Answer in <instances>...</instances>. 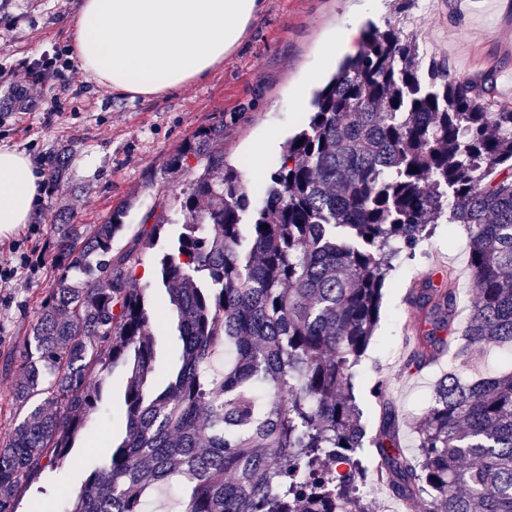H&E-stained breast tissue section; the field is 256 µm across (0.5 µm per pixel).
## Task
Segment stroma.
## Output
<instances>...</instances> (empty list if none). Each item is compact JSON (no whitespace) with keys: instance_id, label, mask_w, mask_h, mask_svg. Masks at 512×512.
Segmentation results:
<instances>
[{"instance_id":"obj_1","label":"stroma","mask_w":512,"mask_h":512,"mask_svg":"<svg viewBox=\"0 0 512 512\" xmlns=\"http://www.w3.org/2000/svg\"><path fill=\"white\" fill-rule=\"evenodd\" d=\"M77 5L78 0H0V67L67 45L65 21ZM355 22L416 32L421 55L446 62L453 76L476 78L492 70L500 84L512 77V0H417L413 10L401 15L391 0H377L371 11L363 9L361 0H263L259 16L223 65L159 97L116 95L80 71L74 85L59 77L47 84L44 94L58 96L59 112L50 116L32 107L11 115L6 88L0 86V146L24 151L34 161L68 159L65 189L44 193L38 219L24 229L35 248L32 267L19 269L9 286L0 288V438L16 421L10 400L14 363L55 276L53 215L64 211L75 223L89 226L124 205L125 222L134 231L155 195L163 192L167 214L176 218L191 175L168 170L165 163L198 129L219 120L224 123V158L241 172L252 165L255 143L275 135L253 180L264 184L285 141L308 121L316 90L307 81L309 74L328 79L338 64L330 43L337 29ZM427 275L440 287L454 276L460 311L468 313L476 293L463 225H438L413 257L395 261L377 329L356 369V390L370 422L377 419L378 407L368 389L377 378L389 379L403 423L400 446L407 455L417 451V426L448 368L443 360L419 373L403 370L415 321L408 292ZM126 381V370L116 368L110 414L92 423L84 457L102 461L105 443L123 434Z\"/></svg>"}]
</instances>
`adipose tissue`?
Instances as JSON below:
<instances>
[{
	"label": "adipose tissue",
	"instance_id": "obj_1",
	"mask_svg": "<svg viewBox=\"0 0 512 512\" xmlns=\"http://www.w3.org/2000/svg\"><path fill=\"white\" fill-rule=\"evenodd\" d=\"M261 10L262 0H80L69 43L100 86L155 97L222 65ZM41 191L26 153L0 147V240L30 224Z\"/></svg>",
	"mask_w": 512,
	"mask_h": 512
}]
</instances>
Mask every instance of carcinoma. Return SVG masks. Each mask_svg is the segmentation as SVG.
<instances>
[{
	"label": "carcinoma",
	"mask_w": 512,
	"mask_h": 512,
	"mask_svg": "<svg viewBox=\"0 0 512 512\" xmlns=\"http://www.w3.org/2000/svg\"><path fill=\"white\" fill-rule=\"evenodd\" d=\"M493 75H451L421 61L396 25L368 31L312 100L269 181L254 188L224 163V120L200 128L169 169L203 165L182 191L176 227L155 201L121 250V206L90 228L56 216L58 271L23 338L12 400L22 419L0 441V512H51L48 474L79 460L105 411L115 368L128 372L125 430L90 467L66 512H144L175 484L180 512H376L361 449L406 509L512 512V367L465 379L491 347L512 348V102ZM462 224L476 301L454 328L457 293L413 291L422 323L408 367L440 357L419 425L418 456L400 450L384 400L368 435L355 384L393 262L439 224ZM153 254L159 297L134 288ZM180 347L160 381L159 317Z\"/></svg>",
	"instance_id": "obj_1"
}]
</instances>
